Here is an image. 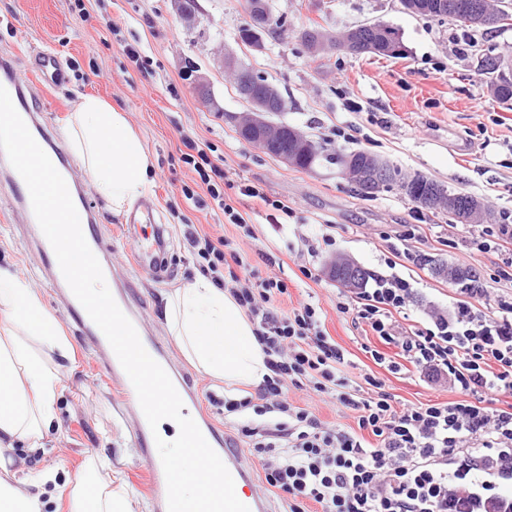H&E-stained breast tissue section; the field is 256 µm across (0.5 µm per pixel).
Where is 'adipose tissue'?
Listing matches in <instances>:
<instances>
[{
  "label": "adipose tissue",
  "mask_w": 512,
  "mask_h": 512,
  "mask_svg": "<svg viewBox=\"0 0 512 512\" xmlns=\"http://www.w3.org/2000/svg\"><path fill=\"white\" fill-rule=\"evenodd\" d=\"M82 158L93 187L117 213L132 210L147 196L153 160L121 112L92 96L83 97L66 131ZM163 317L187 357L209 376L223 381L234 399L241 386H260L269 370L254 324L232 295L202 276L163 297ZM0 312L15 334L0 341V512H45L48 487L56 475L44 470L17 477L6 456L17 445H37L56 419L63 381L52 353L67 355L60 326L28 283L0 269ZM68 512H134L123 488L90 477L78 480Z\"/></svg>",
  "instance_id": "1"
}]
</instances>
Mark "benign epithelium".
Instances as JSON below:
<instances>
[{
    "instance_id": "7a95c632",
    "label": "benign epithelium",
    "mask_w": 512,
    "mask_h": 512,
    "mask_svg": "<svg viewBox=\"0 0 512 512\" xmlns=\"http://www.w3.org/2000/svg\"><path fill=\"white\" fill-rule=\"evenodd\" d=\"M470 21L480 24H492L496 16L484 9L482 0H472L469 4ZM249 22L246 30L239 33V40L256 49L261 47L260 31L268 28L272 22L269 0H249ZM374 29V25H359L339 35L340 50L358 54L367 50L364 31ZM225 69L236 74L235 88L238 95L247 103L249 110L231 115L240 137L263 152L274 154L276 158L289 166L296 165L298 159L312 151L313 141L293 127L276 123L270 116L282 111L283 97L276 85L271 82L258 84L252 72L243 67L234 57L226 55L222 59ZM194 90L203 104L219 109L208 82L202 78L194 79ZM341 173L352 184L369 188L374 184L390 179L397 185L402 195L427 211L454 213L462 224H479L484 219V208L477 199L463 200L442 185H418L417 177L408 172H396L388 161L372 155L345 156L338 159ZM330 278L350 290L363 286L364 269L351 257L339 255L327 265Z\"/></svg>"
}]
</instances>
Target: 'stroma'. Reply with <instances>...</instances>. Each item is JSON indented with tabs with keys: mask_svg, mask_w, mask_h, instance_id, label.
<instances>
[{
	"mask_svg": "<svg viewBox=\"0 0 512 512\" xmlns=\"http://www.w3.org/2000/svg\"><path fill=\"white\" fill-rule=\"evenodd\" d=\"M84 15H77L76 3ZM274 20L256 50L238 40L248 20L247 0H197L195 18L182 23L174 0H0V53L26 65L29 54L51 47L66 61V84L38 91L48 120L64 131L80 96L92 95L123 112L154 160L150 197L166 224L164 261L170 270L160 281L133 266L136 244L152 239L154 228L139 224L125 232L120 214L89 185L81 162L75 173L99 214L105 243L112 248L113 283L131 278L143 326L164 349L171 364L195 391L198 411L228 439L237 434L224 415V386L205 375L181 353L162 315L164 292L192 280L202 262L185 239L187 228L213 237L235 238L249 251L280 257L288 277L313 264L317 280L290 290L283 309L310 299L326 313L330 336L347 349L358 368H373L369 354L375 337L365 336L336 312L341 285L323 275L331 257L348 255L371 276L393 270L410 281L414 300L401 317L402 330L429 327L434 314L452 315L467 300L460 285L436 276L431 262L472 269L476 287L490 294H512V268L495 264L491 255L468 246L469 227L447 213L417 208L398 191L373 197L357 194L334 164L321 162L298 169L244 142L232 120L247 110L228 79L220 57L238 62L276 84L285 100L274 119L298 129L326 152L364 151L404 171L436 180L449 190L492 203V221L512 224V110L496 102L477 73L484 53L512 58V26L496 31L461 30L435 18L404 11L400 0H269ZM363 22L395 28L407 49L402 59L333 52L318 57L305 52L300 30L341 33ZM117 33H110V26ZM140 50L149 65L137 68L125 45ZM207 80L219 111L203 107L192 90L195 77ZM210 145L212 162L229 179L258 187L270 199L288 202L293 210L287 227L274 224L248 200L237 203L253 235L225 224L215 202L195 206L183 188H196L199 178L183 161L187 141ZM332 224L336 243L310 256L302 240L310 225ZM0 267L26 279L46 309L59 321L72 348L56 358L65 389L57 418L42 447L18 446L13 456L22 471L51 469L62 493L87 474L97 458L112 464L103 479L124 487L142 512H152L143 478L146 462L135 447L133 421L123 414L106 361L73 323L62 298L44 271V260L32 245L23 215L9 189L0 184ZM386 389L396 404L452 403L460 393L418 373L385 374Z\"/></svg>",
	"mask_w": 512,
	"mask_h": 512,
	"instance_id": "stroma-1",
	"label": "stroma"
}]
</instances>
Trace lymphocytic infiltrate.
<instances>
[{"mask_svg":"<svg viewBox=\"0 0 512 512\" xmlns=\"http://www.w3.org/2000/svg\"><path fill=\"white\" fill-rule=\"evenodd\" d=\"M226 223L248 224L235 207L245 197L286 219L287 202L268 198L254 185L227 183L204 148L186 155ZM189 242L213 283L228 290L256 327L270 371L256 394L225 401L264 471L267 485L282 491L289 512H512V404L493 407L496 394L512 391V295L493 299V313L462 301L452 317L433 316L430 328L400 333L394 313L413 299L398 273L375 285L340 295L338 313L367 327L397 348V356L372 350L374 363L390 373L404 365L446 374L463 393L453 403L395 407L383 378L356 377L348 351L330 336L324 312L306 302L284 310L288 281L263 277L259 265H275L230 238L190 233ZM370 395H363V388ZM312 390L354 412L356 424L329 429L308 409L290 402L288 389Z\"/></svg>","mask_w":512,"mask_h":512,"instance_id":"obj_1","label":"lymphocytic infiltrate"}]
</instances>
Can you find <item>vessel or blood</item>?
<instances>
[{
    "mask_svg": "<svg viewBox=\"0 0 512 512\" xmlns=\"http://www.w3.org/2000/svg\"><path fill=\"white\" fill-rule=\"evenodd\" d=\"M28 69L35 75L39 83L45 87L53 88L59 86L67 79V69L64 60L61 54L53 49L40 50L31 55ZM0 86L9 92L16 110L25 121L31 134L36 135L38 140H49V129L42 123L38 108L29 103L27 99L28 88L17 77L12 59L7 54L0 55ZM0 179L7 183L13 193L16 205L23 210L26 216V221L30 226L32 242L45 261L53 288L66 299L73 321L77 327L100 349L107 362L108 373L119 392V399L123 408L131 410L135 415V442L137 447L141 448L147 464V490L151 504L154 512H163L167 506L166 477L160 458L156 457L152 451L154 437L141 411L134 387L104 334L91 320L85 309L71 292L59 268L55 253L33 213L26 184L19 173L11 166L7 156L1 152ZM75 206L89 247L96 255L104 275H111L110 249L104 244V236L99 224L96 222L94 211L89 207L86 199L82 197L77 198ZM135 288L136 284L134 281H125L115 293L114 299L132 323L136 324L140 321V315L133 306ZM217 453L230 471L236 485H252L253 479L249 470L241 462L238 448L228 444L218 448Z\"/></svg>",
    "mask_w": 512,
    "mask_h": 512,
    "instance_id": "vessel-or-blood-1",
    "label": "vessel or blood"
}]
</instances>
